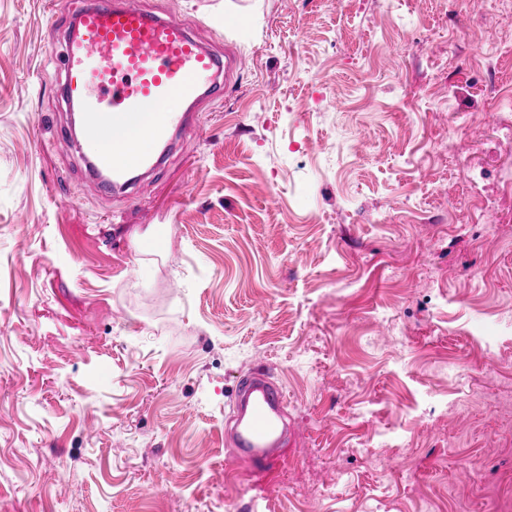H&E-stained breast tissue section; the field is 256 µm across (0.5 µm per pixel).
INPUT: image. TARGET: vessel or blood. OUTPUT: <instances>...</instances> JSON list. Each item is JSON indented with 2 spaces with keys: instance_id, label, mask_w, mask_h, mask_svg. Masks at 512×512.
Returning <instances> with one entry per match:
<instances>
[{
  "instance_id": "b4317fda",
  "label": "vessel or blood",
  "mask_w": 512,
  "mask_h": 512,
  "mask_svg": "<svg viewBox=\"0 0 512 512\" xmlns=\"http://www.w3.org/2000/svg\"><path fill=\"white\" fill-rule=\"evenodd\" d=\"M61 56L64 102L69 111L82 113L83 123L61 130L55 150L67 154L87 144V173L113 192L134 187L141 170H153L160 163L163 151L173 145L174 131L192 126V107L223 96L222 75L229 70L185 22L134 0H80ZM173 100L186 103V110L169 111ZM150 109L159 114L143 130L156 148L152 154L119 134L129 119ZM111 128L116 131L111 151L94 149V142ZM237 396L240 414L224 467L233 470L243 464L272 478L288 407L286 393L265 375L253 374L239 382Z\"/></svg>"
}]
</instances>
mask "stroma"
I'll use <instances>...</instances> for the list:
<instances>
[{"instance_id":"obj_1","label":"stroma","mask_w":512,"mask_h":512,"mask_svg":"<svg viewBox=\"0 0 512 512\" xmlns=\"http://www.w3.org/2000/svg\"><path fill=\"white\" fill-rule=\"evenodd\" d=\"M137 2L235 67L116 196L54 150L73 0H0V512H512V9ZM240 414L233 436V449L224 458V468L248 465L269 481L273 478L282 438L281 424L288 399L283 387L263 374H253L238 383Z\"/></svg>"}]
</instances>
